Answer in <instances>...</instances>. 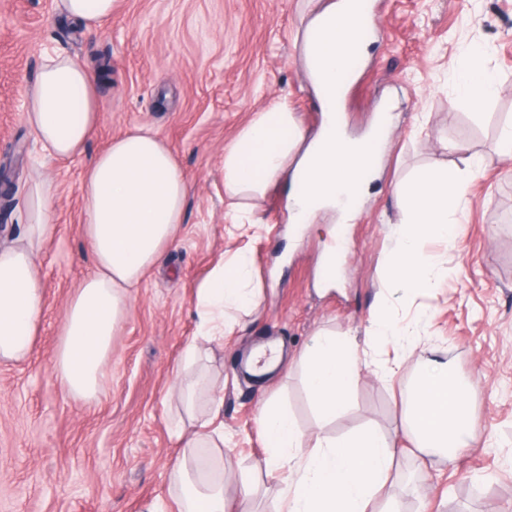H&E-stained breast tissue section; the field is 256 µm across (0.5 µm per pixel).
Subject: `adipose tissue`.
<instances>
[{"mask_svg":"<svg viewBox=\"0 0 512 512\" xmlns=\"http://www.w3.org/2000/svg\"><path fill=\"white\" fill-rule=\"evenodd\" d=\"M115 0H56L62 13L85 30L112 15ZM367 0H330L309 14L297 36L301 67L325 116L309 132L277 103L255 113L224 147V196L232 206L233 227L246 231L242 219L253 216L280 182L291 180L288 218L306 224L321 211L353 220L375 177L385 143L380 131L390 121L379 113L372 131L352 137L342 114H330L344 100L343 79L350 58L368 55L357 25ZM488 49L473 45L457 65V98L473 105L493 97L498 84L486 65ZM25 123L48 156L71 158L85 152L102 120L103 106L91 73L69 56L45 54L35 80L25 89ZM84 201L83 236L94 270L70 300L62 325L54 376L75 399H96L112 354V338L130 313L128 289L158 266L184 222L187 183L173 152L153 132L139 128L111 141L92 157L80 183ZM53 197L40 174H32L24 235L0 249V363L24 359L38 333L43 298L36 254L52 240L49 222ZM198 339L183 351L185 381L177 396L195 422L178 429L184 442L178 470V512H252L257 483L254 472L226 479L219 438L210 425L220 414L221 397L209 381L194 374L205 355L204 344L232 333L238 315L260 307L249 255L237 252L219 261L196 288ZM308 395L320 423H327L351 403L365 367L354 338L321 331L298 355ZM207 396L197 409V392ZM470 395L446 363L434 361L420 373L394 433L364 428L334 438L318 433L306 438L293 417L275 399L259 409L266 442L262 470L271 476L288 470L281 512H398L386 489L397 458L406 447L423 456L455 461L460 449L474 447L478 434L469 412Z\"/></svg>","mask_w":512,"mask_h":512,"instance_id":"adipose-tissue-1","label":"adipose tissue"}]
</instances>
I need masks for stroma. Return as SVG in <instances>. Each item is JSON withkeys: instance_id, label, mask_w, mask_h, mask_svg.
I'll return each mask as SVG.
<instances>
[{"instance_id": "35a3bbf8", "label": "stroma", "mask_w": 512, "mask_h": 512, "mask_svg": "<svg viewBox=\"0 0 512 512\" xmlns=\"http://www.w3.org/2000/svg\"><path fill=\"white\" fill-rule=\"evenodd\" d=\"M379 18L370 50L346 96L349 131L363 132L383 101L393 123L378 176L359 217L346 224L324 216L301 235L285 220V194L262 202L261 224L227 233L224 146L253 113L287 104L307 128L321 114L296 57L295 36L310 0H117L112 17L88 32L54 9V0H0V165L11 174V197L0 199V247L23 230L32 170L54 195L57 231L37 256L44 311L27 358L0 364V512H147L171 507L170 476L180 454L177 423L186 414L172 386L183 349L197 333L194 294L222 257L252 259L263 301L223 343L210 347L206 371L224 399L225 473L261 465L265 442L258 409L276 397L306 435H342L369 424L393 431L413 381L427 361L448 363L472 386L479 444L454 465L422 466L417 452L397 463L391 489L403 512H512V161L495 151L512 119V0H368ZM487 43L500 76L481 107L455 102L460 52ZM87 66L103 105L102 121L84 155L49 158L24 120V88L36 78L45 49ZM148 127L172 149L189 190L186 220L163 261L130 289V315L112 338L102 395L84 402L57 383L53 366L64 312L93 271L81 231L82 173L113 138ZM463 152L445 150L446 141ZM482 161L464 203L457 246L430 242L446 283L397 305L404 322L431 315L414 354L392 382L375 375L385 351L362 336L378 292L386 288L390 225L403 215L392 193L425 166L465 169ZM339 277L327 289L318 277L323 253L338 239ZM359 336L364 370L351 408L319 425L297 353L319 330ZM275 339L286 364L262 378L239 360ZM427 496H418L419 488Z\"/></svg>"}]
</instances>
